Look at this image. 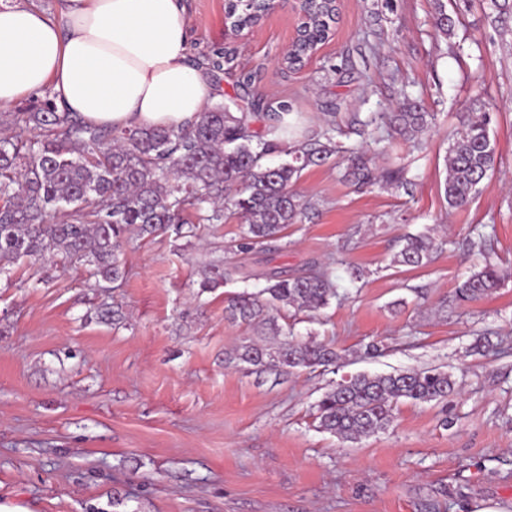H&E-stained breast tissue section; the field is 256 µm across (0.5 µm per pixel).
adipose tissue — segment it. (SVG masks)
Segmentation results:
<instances>
[{
	"instance_id": "ef3b65f1",
	"label": "adipose tissue",
	"mask_w": 512,
	"mask_h": 512,
	"mask_svg": "<svg viewBox=\"0 0 512 512\" xmlns=\"http://www.w3.org/2000/svg\"><path fill=\"white\" fill-rule=\"evenodd\" d=\"M189 28L182 0L0 4V108L49 87L89 124H190L213 89L187 62Z\"/></svg>"
}]
</instances>
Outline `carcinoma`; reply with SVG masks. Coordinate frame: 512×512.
I'll return each instance as SVG.
<instances>
[{"label": "carcinoma", "mask_w": 512, "mask_h": 512, "mask_svg": "<svg viewBox=\"0 0 512 512\" xmlns=\"http://www.w3.org/2000/svg\"><path fill=\"white\" fill-rule=\"evenodd\" d=\"M301 36L286 58L293 66L326 40L336 21L335 0H302ZM267 11L266 0H226L225 17L236 29L255 25ZM455 22L442 0L436 2L434 27L452 32ZM228 48L206 57L220 70L232 61ZM290 105L253 99L250 111L234 113L215 103L188 126L113 129L88 124L57 104L50 90L13 112H0V273L21 259L62 255L92 267L98 287L123 276L121 245L134 230L140 236L173 231L193 233L186 218L221 224L230 210L243 221L238 251L283 236L313 209L291 191L302 172L342 153L347 165L342 179L363 188L378 180L401 187L411 184L398 165L379 175L367 152L346 148L329 125L317 133L297 135L288 122ZM433 114L412 102L389 116L388 136L412 139L432 124ZM263 122V129L254 123ZM490 113L478 108L466 113L461 127L448 139L443 190L448 206H468L481 184L494 172L496 148L490 137ZM280 152L288 159L275 165L265 158ZM439 249L427 233L409 235L393 263L418 268L431 262ZM231 271L209 264L199 288L211 292L230 279ZM501 285L492 265L472 273L456 290L463 302L492 294ZM337 296L326 270L308 269L288 277L276 272L257 292L242 291L225 301L224 316L248 327L261 325L269 341L242 343L226 361L261 370L313 369L336 364L340 355L325 342L303 340L280 325L283 310L316 312ZM451 376L436 369L389 374L351 375L324 393L317 404L318 428L344 442H356L387 429L396 405L427 403L454 391Z\"/></svg>", "instance_id": "carcinoma-1"}]
</instances>
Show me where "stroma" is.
Returning <instances> with one entry per match:
<instances>
[{
	"label": "stroma",
	"instance_id": "35a3bbf8",
	"mask_svg": "<svg viewBox=\"0 0 512 512\" xmlns=\"http://www.w3.org/2000/svg\"><path fill=\"white\" fill-rule=\"evenodd\" d=\"M444 2L456 21L448 37L434 27L435 0H340L328 38L291 70L299 0H273L239 32L225 0H186L189 62L233 51L208 74L213 101L285 100L305 130L333 120L356 147L369 114L406 99L434 113L426 133L376 153L378 167L405 165L413 191L382 181L354 190L335 156L295 186L316 208L264 248L227 250L242 230L228 212L188 237L131 236L125 275L109 289L62 256L0 274V501L30 512H469L493 500L512 512V10ZM476 102L493 115L497 165L454 209L444 157ZM417 233L441 243L434 261L395 265L402 237ZM480 234L485 251H468ZM218 257L235 274L200 292L202 268ZM488 262L501 287L456 301ZM313 265L329 268L338 296L285 321L299 338L334 344L338 365L225 364L258 336L225 320V298L264 288L271 271ZM106 304L123 320L101 322ZM411 369L450 372L454 392L399 403L387 430L356 443L318 429L315 404L345 376Z\"/></svg>",
	"mask_w": 512,
	"mask_h": 512
}]
</instances>
